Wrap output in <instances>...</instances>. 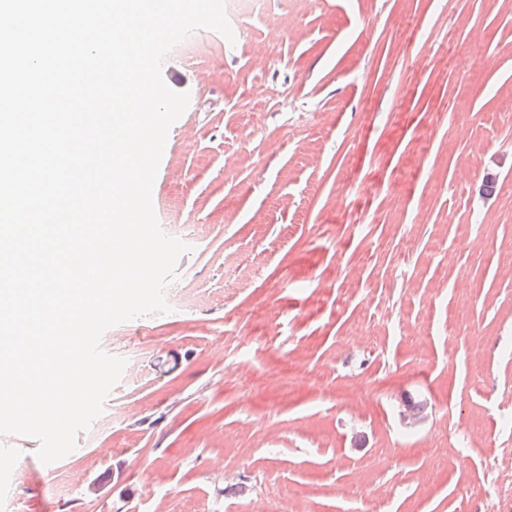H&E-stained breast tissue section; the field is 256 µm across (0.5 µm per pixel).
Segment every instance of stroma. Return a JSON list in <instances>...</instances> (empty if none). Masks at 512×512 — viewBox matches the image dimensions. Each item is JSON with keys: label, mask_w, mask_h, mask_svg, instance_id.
Segmentation results:
<instances>
[{"label": "stroma", "mask_w": 512, "mask_h": 512, "mask_svg": "<svg viewBox=\"0 0 512 512\" xmlns=\"http://www.w3.org/2000/svg\"><path fill=\"white\" fill-rule=\"evenodd\" d=\"M233 34L194 31L162 67L190 97L152 192L191 247L170 312L103 333L126 367L73 452L46 465L0 434L16 452L0 496L11 512H499L512 0H259Z\"/></svg>", "instance_id": "1"}]
</instances>
